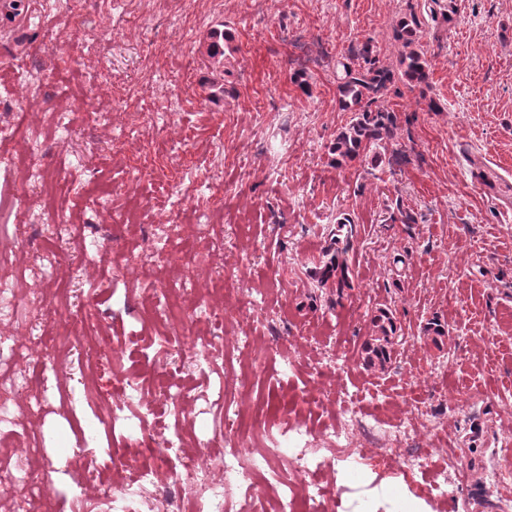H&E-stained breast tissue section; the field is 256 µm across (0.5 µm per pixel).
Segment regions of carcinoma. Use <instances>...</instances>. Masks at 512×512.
Segmentation results:
<instances>
[{"label": "carcinoma", "instance_id": "carcinoma-1", "mask_svg": "<svg viewBox=\"0 0 512 512\" xmlns=\"http://www.w3.org/2000/svg\"><path fill=\"white\" fill-rule=\"evenodd\" d=\"M396 40L403 51L398 66L404 84L409 88L428 82L429 63L422 45L421 22L412 15L400 22L395 31ZM233 36L229 32L214 30L209 34L208 56L217 69H224V50L232 49ZM393 82L391 70L380 63L374 54L371 41H366L357 55V64L338 63L336 87L342 110L352 113V118L334 139L331 150L336 159L343 161L364 160L370 150L394 135L396 116L384 109L380 101ZM354 222L338 219L330 230L336 242V252L315 271L323 286L341 291L350 287L347 255L352 248ZM375 336L365 345V362L370 368L383 369L392 361L394 346L399 342L393 317L385 310L372 318Z\"/></svg>", "mask_w": 512, "mask_h": 512}]
</instances>
